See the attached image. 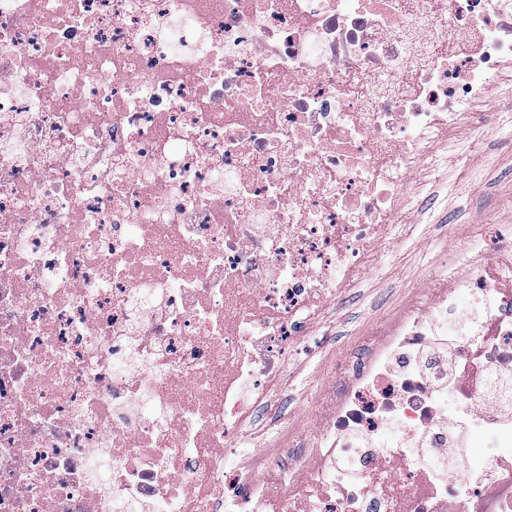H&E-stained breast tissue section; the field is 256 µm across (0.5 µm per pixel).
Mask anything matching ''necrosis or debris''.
<instances>
[{
  "instance_id": "1",
  "label": "necrosis or debris",
  "mask_w": 512,
  "mask_h": 512,
  "mask_svg": "<svg viewBox=\"0 0 512 512\" xmlns=\"http://www.w3.org/2000/svg\"><path fill=\"white\" fill-rule=\"evenodd\" d=\"M508 68L512 0H0V512H512V242L253 428Z\"/></svg>"
}]
</instances>
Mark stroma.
I'll use <instances>...</instances> for the list:
<instances>
[{"label": "stroma", "instance_id": "35a3bbf8", "mask_svg": "<svg viewBox=\"0 0 512 512\" xmlns=\"http://www.w3.org/2000/svg\"><path fill=\"white\" fill-rule=\"evenodd\" d=\"M491 134L453 135L360 285L336 314L316 325L310 356L289 380L281 410L312 429L329 377L348 350L383 326L409 289L467 270L500 236L512 233V105L498 95L480 104Z\"/></svg>", "mask_w": 512, "mask_h": 512}]
</instances>
